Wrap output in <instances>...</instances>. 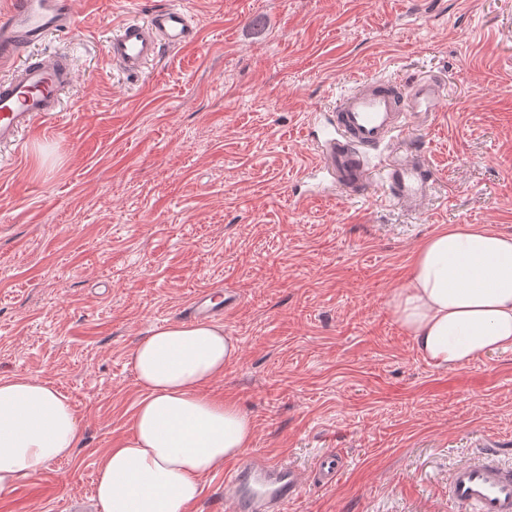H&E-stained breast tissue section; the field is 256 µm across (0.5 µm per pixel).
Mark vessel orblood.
I'll list each match as a JSON object with an SVG mask.
<instances>
[{"mask_svg": "<svg viewBox=\"0 0 512 512\" xmlns=\"http://www.w3.org/2000/svg\"><path fill=\"white\" fill-rule=\"evenodd\" d=\"M76 0H10L0 11V147L16 146L55 122L62 94L72 89L76 70L61 54L21 62L23 49L51 34L76 30ZM200 30L185 7L152 10L147 20H123L106 45L108 60L137 74L157 58L161 48L197 46ZM444 88L434 77L394 84L379 77L358 80L341 95L327 128L311 125L307 139L317 151L312 172L332 176L337 189L352 195L366 192L372 167L371 149L387 146L381 166L387 197L406 210H419L431 195L435 177L410 125H427L440 112ZM239 298L204 289L183 308L184 317H223ZM303 481L297 470L277 461L249 458L224 471V502L231 512H284L299 497ZM448 496L467 512H512V467L492 456L458 466L448 481Z\"/></svg>", "mask_w": 512, "mask_h": 512, "instance_id": "vessel-or-blood-1", "label": "vessel or blood"}]
</instances>
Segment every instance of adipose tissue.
Masks as SVG:
<instances>
[{
  "instance_id": "ef3b65f1",
  "label": "adipose tissue",
  "mask_w": 512,
  "mask_h": 512,
  "mask_svg": "<svg viewBox=\"0 0 512 512\" xmlns=\"http://www.w3.org/2000/svg\"><path fill=\"white\" fill-rule=\"evenodd\" d=\"M390 304L434 366L512 349V237L473 225L441 230L417 249ZM239 351L222 325L200 322L168 324L130 349L142 398L129 436L99 464L102 512H191L202 479L251 447L247 413L202 392ZM82 433L68 397L50 383L0 377V493L72 457Z\"/></svg>"
}]
</instances>
